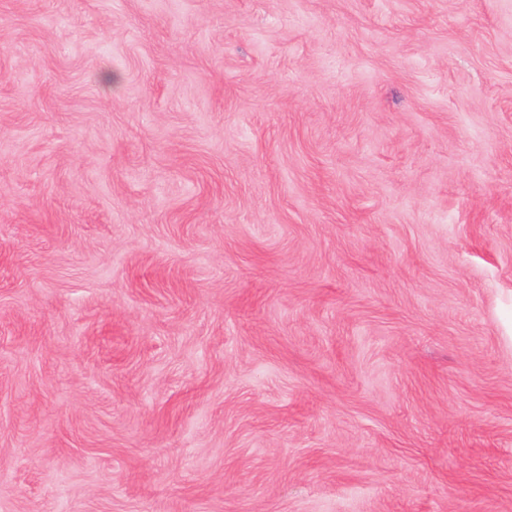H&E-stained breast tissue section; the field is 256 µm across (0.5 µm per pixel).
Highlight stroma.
<instances>
[{
    "label": "stroma",
    "mask_w": 512,
    "mask_h": 512,
    "mask_svg": "<svg viewBox=\"0 0 512 512\" xmlns=\"http://www.w3.org/2000/svg\"><path fill=\"white\" fill-rule=\"evenodd\" d=\"M0 512H512V0H0Z\"/></svg>",
    "instance_id": "obj_1"
}]
</instances>
